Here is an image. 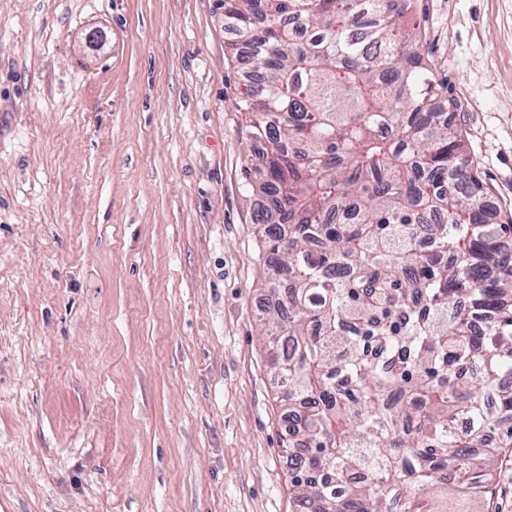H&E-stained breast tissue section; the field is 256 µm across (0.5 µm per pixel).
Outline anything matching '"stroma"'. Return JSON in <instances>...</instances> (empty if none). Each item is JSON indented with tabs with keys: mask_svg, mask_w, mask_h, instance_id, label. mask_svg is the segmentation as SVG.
I'll list each match as a JSON object with an SVG mask.
<instances>
[{
	"mask_svg": "<svg viewBox=\"0 0 512 512\" xmlns=\"http://www.w3.org/2000/svg\"><path fill=\"white\" fill-rule=\"evenodd\" d=\"M494 222L512 0H417ZM219 0H0V512H290Z\"/></svg>",
	"mask_w": 512,
	"mask_h": 512,
	"instance_id": "obj_1",
	"label": "stroma"
}]
</instances>
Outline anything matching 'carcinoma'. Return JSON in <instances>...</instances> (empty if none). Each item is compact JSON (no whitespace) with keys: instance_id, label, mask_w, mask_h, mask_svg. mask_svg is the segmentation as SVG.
Returning <instances> with one entry per match:
<instances>
[{"instance_id":"obj_1","label":"carcinoma","mask_w":512,"mask_h":512,"mask_svg":"<svg viewBox=\"0 0 512 512\" xmlns=\"http://www.w3.org/2000/svg\"><path fill=\"white\" fill-rule=\"evenodd\" d=\"M415 2L221 0L260 72L239 109L293 512H476L512 447V250Z\"/></svg>"}]
</instances>
